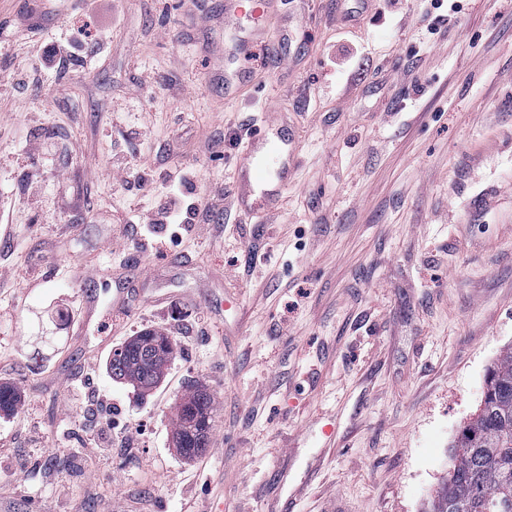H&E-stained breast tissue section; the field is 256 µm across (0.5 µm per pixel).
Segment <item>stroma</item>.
<instances>
[{"label":"stroma","mask_w":512,"mask_h":512,"mask_svg":"<svg viewBox=\"0 0 512 512\" xmlns=\"http://www.w3.org/2000/svg\"><path fill=\"white\" fill-rule=\"evenodd\" d=\"M68 2L0 0V364L20 395L0 412V512H426L512 345V0L442 5L435 35L426 0L399 24L369 0H314L312 20L282 4L281 67L229 91L224 0ZM333 10L351 36L326 29ZM81 26L91 57L38 70L39 46ZM261 112L298 152L277 209L231 210L220 236L203 213L178 239L126 225L159 197L119 165L179 141L204 203L233 191ZM206 134L222 160L197 153ZM148 329L175 357L140 393L108 365ZM195 385L214 426L185 457L173 414ZM106 422L111 444L90 447Z\"/></svg>","instance_id":"obj_1"}]
</instances>
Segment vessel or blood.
Masks as SVG:
<instances>
[{"label": "vessel or blood", "mask_w": 512, "mask_h": 512, "mask_svg": "<svg viewBox=\"0 0 512 512\" xmlns=\"http://www.w3.org/2000/svg\"><path fill=\"white\" fill-rule=\"evenodd\" d=\"M296 167L292 139L279 126L260 121L239 150L236 173L239 209L252 213L274 208L281 190L294 178Z\"/></svg>", "instance_id": "vessel-or-blood-1"}]
</instances>
